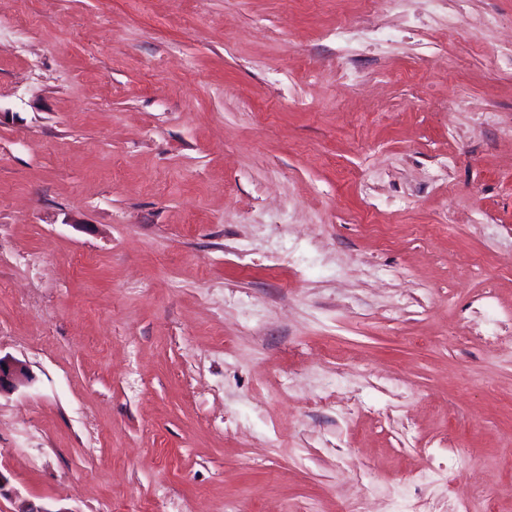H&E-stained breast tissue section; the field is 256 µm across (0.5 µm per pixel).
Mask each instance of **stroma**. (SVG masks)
Here are the masks:
<instances>
[{
  "label": "stroma",
  "instance_id": "obj_1",
  "mask_svg": "<svg viewBox=\"0 0 512 512\" xmlns=\"http://www.w3.org/2000/svg\"><path fill=\"white\" fill-rule=\"evenodd\" d=\"M511 43L0 0V512H512ZM30 380L27 369L18 361L0 356V394L14 390Z\"/></svg>",
  "mask_w": 512,
  "mask_h": 512
}]
</instances>
